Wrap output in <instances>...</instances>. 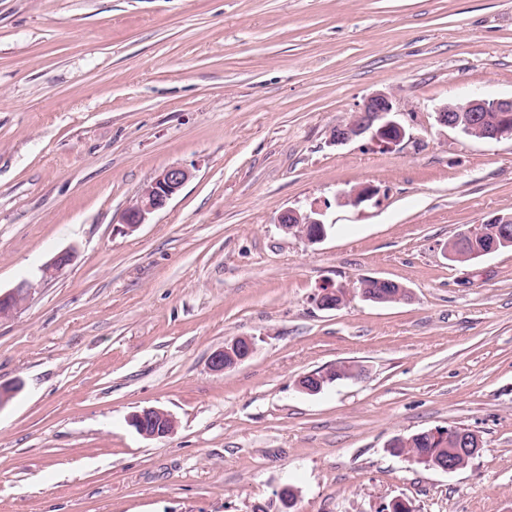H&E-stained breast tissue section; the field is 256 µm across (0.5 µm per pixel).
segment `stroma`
Returning <instances> with one entry per match:
<instances>
[{
  "label": "stroma",
  "instance_id": "stroma-1",
  "mask_svg": "<svg viewBox=\"0 0 512 512\" xmlns=\"http://www.w3.org/2000/svg\"><path fill=\"white\" fill-rule=\"evenodd\" d=\"M378 91L403 141L330 144ZM474 98H512V0H0V291L32 286L0 319V512H278L285 485L291 512H512V248L447 256L512 216V140L436 121ZM360 185L378 203L335 205ZM323 200L324 241L279 227ZM238 336L252 357L212 372ZM145 407L175 432L140 436ZM453 426L482 441L460 469L390 451ZM190 177V171L182 167H169L159 172L137 194L123 215V224L131 231L147 224L149 218L164 209ZM75 257V251L73 249H67L58 253L51 260L41 266V278L43 280H48L56 277L67 266H70L74 262ZM131 426L144 438L166 437L174 432L177 421L169 412L155 407L143 408L130 419Z\"/></svg>",
  "mask_w": 512,
  "mask_h": 512
}]
</instances>
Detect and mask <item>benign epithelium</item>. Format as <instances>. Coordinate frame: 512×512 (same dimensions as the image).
Masks as SVG:
<instances>
[{"mask_svg": "<svg viewBox=\"0 0 512 512\" xmlns=\"http://www.w3.org/2000/svg\"><path fill=\"white\" fill-rule=\"evenodd\" d=\"M484 112L495 113L494 118L482 116ZM398 111L394 108L390 95L379 92L368 96L358 111L349 120L333 129L331 140L342 144L352 139L368 135L372 140L383 144H397L405 137V128L395 119ZM437 122L451 129H458L466 136L477 140L512 139V98L472 99L463 104H444L436 110ZM189 170L182 167H169L159 172L141 191L123 215L122 223L133 231L147 223L156 212L164 209L168 201L176 195L190 179ZM379 194L371 185L354 187L342 192L337 199L340 205L358 206ZM328 202L314 203L310 210L296 209L283 211L277 223L285 231H297L310 243H317L327 237V227L335 222H327ZM75 260V251L64 250L43 264L41 278L52 279ZM30 283L24 281L14 288L0 292V318L11 317L27 302L31 295ZM255 349L254 342L247 336H239L214 352L210 368L222 373L236 367L250 358ZM131 426L137 433L149 439L163 438L174 432L177 421L169 412L155 407H147L132 415Z\"/></svg>", "mask_w": 512, "mask_h": 512, "instance_id": "7a95c632", "label": "benign epithelium"}]
</instances>
